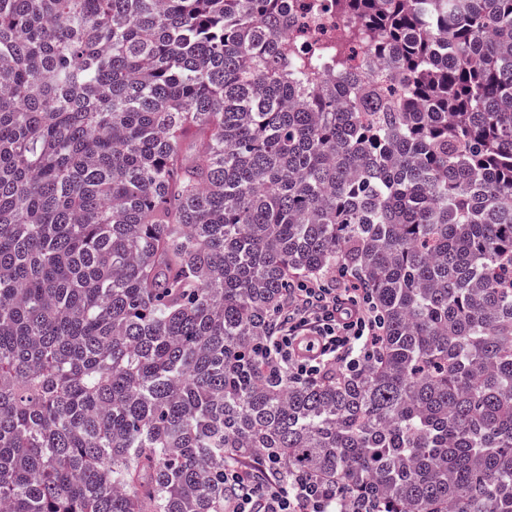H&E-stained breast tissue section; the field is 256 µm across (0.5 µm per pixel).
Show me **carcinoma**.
Wrapping results in <instances>:
<instances>
[{"label": "carcinoma", "instance_id": "obj_1", "mask_svg": "<svg viewBox=\"0 0 512 512\" xmlns=\"http://www.w3.org/2000/svg\"><path fill=\"white\" fill-rule=\"evenodd\" d=\"M330 9L0 0V512H224L226 451L512 512V0ZM338 268L380 355L288 382L259 342ZM293 5L295 13H300L303 17L304 24L307 25L309 31L311 30H323V36L325 40H328L332 36H336V29L344 25H352L353 20L350 17L337 18L336 15L328 13L326 7L328 2L323 0H290ZM302 4H309L312 8L308 11L302 10ZM314 6L316 9L314 10Z\"/></svg>", "mask_w": 512, "mask_h": 512}]
</instances>
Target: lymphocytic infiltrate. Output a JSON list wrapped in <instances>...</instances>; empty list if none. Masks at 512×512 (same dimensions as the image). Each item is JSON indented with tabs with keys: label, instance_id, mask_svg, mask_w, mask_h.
Segmentation results:
<instances>
[{
	"label": "lymphocytic infiltrate",
	"instance_id": "lymphocytic-infiltrate-1",
	"mask_svg": "<svg viewBox=\"0 0 512 512\" xmlns=\"http://www.w3.org/2000/svg\"><path fill=\"white\" fill-rule=\"evenodd\" d=\"M384 324L370 294L358 284L330 288L297 280L263 347L274 368L292 382H314L327 372L356 371L379 350ZM339 492L310 477H283L263 454L243 462L224 457V512H337Z\"/></svg>",
	"mask_w": 512,
	"mask_h": 512
}]
</instances>
